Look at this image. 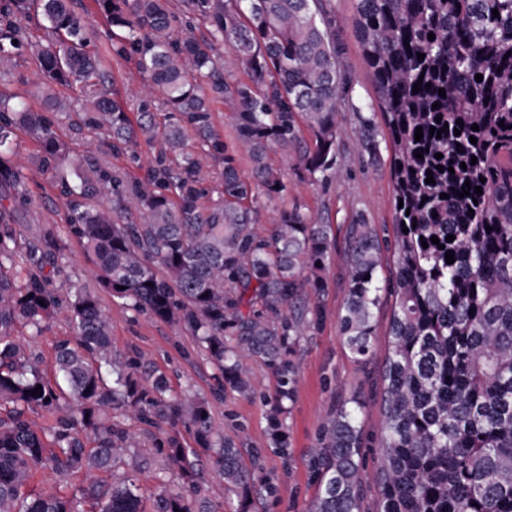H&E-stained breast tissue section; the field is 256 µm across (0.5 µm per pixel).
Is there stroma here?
Listing matches in <instances>:
<instances>
[{
  "mask_svg": "<svg viewBox=\"0 0 512 512\" xmlns=\"http://www.w3.org/2000/svg\"><path fill=\"white\" fill-rule=\"evenodd\" d=\"M334 3L340 59L356 79L354 99L371 102L374 88L352 34L355 0H334ZM81 4L91 23L90 52L99 56L114 79L127 111H135L141 85L138 72L132 62L113 57L112 32L98 18L95 0H81ZM39 79V64L28 50L14 52L6 65H0V92L11 95L14 103L33 111L45 108L42 96L35 90ZM337 131L336 177L331 182L298 178L288 154L280 152L273 156L288 183L289 200L304 202L320 212L336 235V247L325 270L329 287L321 300L326 318L321 331L304 342L296 356V394L285 416L291 442L288 455H280L270 444L268 415L277 380L267 365L259 360L251 363L253 375L261 383V390L255 396L243 397L228 391L223 398H215L213 369L201 355L193 336L147 315L135 314L109 294L100 296V303L112 320L114 349L122 354L137 352L151 359L166 375L172 392H190L208 399L215 426L242 447L245 466L255 473L257 480L275 485L274 496L254 497L251 512H310L319 485L310 466L309 451L319 445L330 410L350 396H358L363 406L365 446L361 469L370 476L380 464L378 442L383 422L380 373L389 349L392 304L384 302L375 313L373 358L364 367L350 359L338 320L345 287L346 221L352 211L367 212L381 239L383 267L387 270L393 267V182L388 159L373 165L362 161L352 113L339 115ZM57 133L77 152L95 151L114 170L128 172L132 169L127 156L112 153L95 132H76L64 121L59 124ZM36 153L34 143L20 139L13 161L26 176L25 187L31 203L17 209L14 219L19 224L59 228L65 224L66 214L55 205V192L47 176L33 162Z\"/></svg>",
  "mask_w": 512,
  "mask_h": 512,
  "instance_id": "obj_1",
  "label": "stroma"
}]
</instances>
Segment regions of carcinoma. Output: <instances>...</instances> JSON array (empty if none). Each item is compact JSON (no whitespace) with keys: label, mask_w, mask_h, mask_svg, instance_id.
Here are the masks:
<instances>
[{"label":"carcinoma","mask_w":512,"mask_h":512,"mask_svg":"<svg viewBox=\"0 0 512 512\" xmlns=\"http://www.w3.org/2000/svg\"><path fill=\"white\" fill-rule=\"evenodd\" d=\"M96 3L118 29L112 54L134 62L143 79L134 116L87 52V21L75 0H0L1 63L24 43L16 15L33 11L52 33L33 48L47 110L0 98V512H143L137 474L146 458L127 419L146 426L163 464L159 480H181L177 489L161 484L153 512H213L194 506L200 448L227 487L248 492L241 450L215 429L209 402L172 397L164 373L137 353L112 354L101 291L194 336L219 398L226 390L257 393L246 360L269 366L278 379L271 445L288 455L282 415L295 395L296 347L325 321L320 297L335 239L332 225L298 202L275 208L272 228L260 232L257 204L288 196V182L269 161L277 149L295 155L300 178L333 177L337 118L346 110L370 161L390 143L394 203H403L395 208L391 277L383 275L379 237L364 210L350 217L343 256L348 286L339 328L354 362L370 360L374 310L385 295L394 298L381 372V465L373 475L378 512H512V0H356L352 27L375 105L353 100L332 0H183L186 15L210 24L201 38L176 30L170 0ZM223 52L248 80L230 78ZM71 83L86 92L77 108L52 93ZM214 100L231 112L234 145L214 125ZM64 119L78 132L96 131L135 165L147 145L151 164L133 177L95 154H73L56 131ZM432 126L441 136L430 135ZM19 131L39 146L37 165L67 213L61 233L16 224L1 205L30 204L12 162ZM190 133L222 165L218 184L188 151ZM467 180L482 193L459 196ZM212 193L209 205L199 204ZM72 244L92 268L64 289L57 281L66 277L61 260ZM60 315L72 337L54 344L60 380L53 382L40 355L11 332L23 324L39 336ZM34 412L42 424L30 419ZM361 412L356 398L343 400L310 449L320 486L312 512H361ZM180 425L194 431L198 448L183 445ZM118 464L125 476L100 479ZM41 469L62 481L82 475L80 498L21 496Z\"/></svg>","instance_id":"1"}]
</instances>
